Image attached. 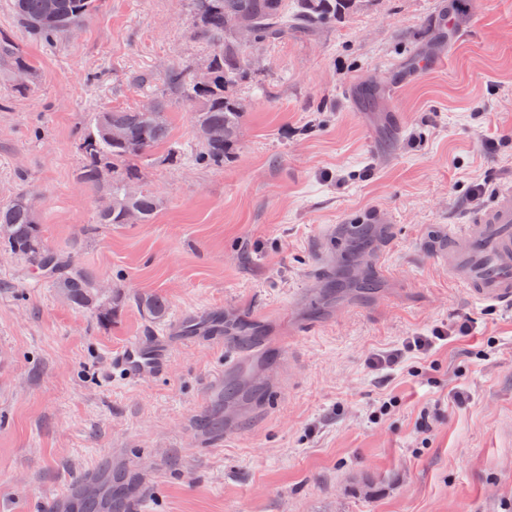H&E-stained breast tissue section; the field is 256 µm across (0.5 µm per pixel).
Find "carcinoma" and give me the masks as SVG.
Segmentation results:
<instances>
[{
  "label": "carcinoma",
  "mask_w": 512,
  "mask_h": 512,
  "mask_svg": "<svg viewBox=\"0 0 512 512\" xmlns=\"http://www.w3.org/2000/svg\"><path fill=\"white\" fill-rule=\"evenodd\" d=\"M195 34L211 47L213 67L211 82L196 86L190 74L172 70L166 77L168 86L182 93L195 106L192 118L197 143L191 155L198 167L224 164V154L238 139L241 112L227 93L228 87L242 76L245 61L241 43L230 23L236 22L251 32V38L279 39L288 36V0H191ZM343 0H297L298 11L311 22L336 16ZM101 0H13L19 26L36 41L52 44L82 28L99 8ZM0 63L10 73L33 70L28 56L10 36L0 34ZM154 111L112 109L94 116V131L81 143L84 161L77 175L79 184L99 195V224H123L129 210L137 212L141 223L152 222L159 199L142 189L128 193V185L139 181L134 161L170 141L166 105L153 99ZM123 130V139L114 142L105 127ZM216 129L223 137H205L202 132ZM0 249L23 259L38 282L56 289L71 305L95 309L100 317L110 313V302L89 271L75 265L72 257L49 248L43 241L40 224L27 206V194L21 192L0 205ZM152 318L164 319L166 304L157 297L142 299Z\"/></svg>",
  "instance_id": "cac0c4a2"
}]
</instances>
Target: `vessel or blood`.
Listing matches in <instances>:
<instances>
[{"label":"vessel or blood","instance_id":"1","mask_svg":"<svg viewBox=\"0 0 512 512\" xmlns=\"http://www.w3.org/2000/svg\"><path fill=\"white\" fill-rule=\"evenodd\" d=\"M450 276L478 301L512 306V190L499 193L494 202L474 213L448 239L442 253ZM219 332L157 336L151 341L133 340L116 358L123 375L137 378L162 373L169 362L171 345L191 341H221Z\"/></svg>","mask_w":512,"mask_h":512}]
</instances>
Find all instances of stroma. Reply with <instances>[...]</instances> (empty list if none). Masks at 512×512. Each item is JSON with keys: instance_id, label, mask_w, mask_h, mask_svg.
Masks as SVG:
<instances>
[{"instance_id": "35a3bbf8", "label": "stroma", "mask_w": 512, "mask_h": 512, "mask_svg": "<svg viewBox=\"0 0 512 512\" xmlns=\"http://www.w3.org/2000/svg\"><path fill=\"white\" fill-rule=\"evenodd\" d=\"M460 4L350 0L246 41L223 166L157 147L139 163L153 222L108 226L76 181L80 142L151 89L193 148L192 109L163 81L209 56L190 0H102L51 46L0 0V33L34 66L24 92L0 67V203L28 190L45 243L111 301L100 320L0 251V512H47L106 459L139 512H512V308L472 299L432 249L512 187V0ZM186 315L220 318L223 342L174 346L160 375L113 369ZM462 322L469 336L372 370ZM232 350L248 363L206 401ZM470 326L466 323L446 329L435 330L432 336H411L403 343L401 348L394 349L385 354H374L371 359V365L378 371L393 370L403 363L408 354L415 351L425 354L432 351L442 342L461 336H468Z\"/></svg>"}]
</instances>
